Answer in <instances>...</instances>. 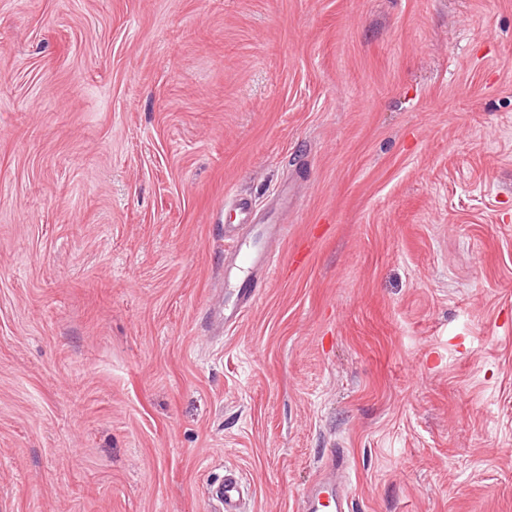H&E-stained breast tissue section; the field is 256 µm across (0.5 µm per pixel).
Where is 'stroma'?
<instances>
[{
    "instance_id": "1",
    "label": "stroma",
    "mask_w": 512,
    "mask_h": 512,
    "mask_svg": "<svg viewBox=\"0 0 512 512\" xmlns=\"http://www.w3.org/2000/svg\"><path fill=\"white\" fill-rule=\"evenodd\" d=\"M280 270L204 327L235 195ZM512 512V0H0V512ZM336 464L323 471L314 482L310 490L303 496L302 512H320L321 507H330L334 504L336 512H349L348 497L340 488V479L336 475ZM325 499L327 504H323ZM208 498L216 504V512H246L248 489L242 480L232 472H226L224 479L207 487Z\"/></svg>"
}]
</instances>
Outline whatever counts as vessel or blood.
I'll use <instances>...</instances> for the list:
<instances>
[{
  "label": "vessel or blood",
  "instance_id": "1",
  "mask_svg": "<svg viewBox=\"0 0 512 512\" xmlns=\"http://www.w3.org/2000/svg\"><path fill=\"white\" fill-rule=\"evenodd\" d=\"M231 214L223 226L224 273L222 289L210 308L220 329L239 324L272 278L277 257L272 244L284 227L263 224L256 219L251 198L237 196L230 205ZM216 512H247L248 489L232 472L212 483L206 490ZM333 504L336 512H349L348 498L340 488L335 468L323 471L302 499V512H320L323 503Z\"/></svg>",
  "mask_w": 512,
  "mask_h": 512
}]
</instances>
